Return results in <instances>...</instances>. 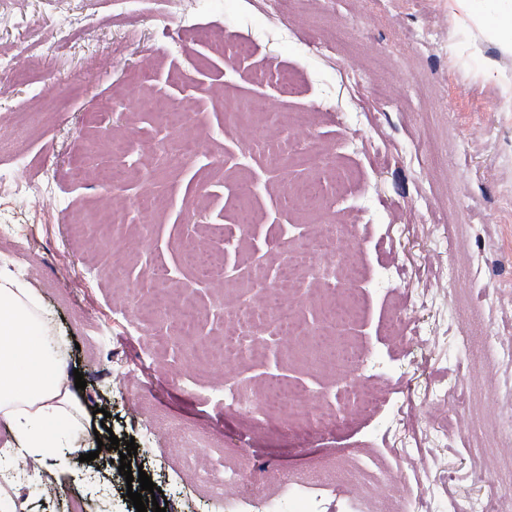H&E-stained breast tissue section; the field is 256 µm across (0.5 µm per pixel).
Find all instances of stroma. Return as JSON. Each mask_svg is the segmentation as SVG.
Returning a JSON list of instances; mask_svg holds the SVG:
<instances>
[{"label":"stroma","mask_w":512,"mask_h":512,"mask_svg":"<svg viewBox=\"0 0 512 512\" xmlns=\"http://www.w3.org/2000/svg\"><path fill=\"white\" fill-rule=\"evenodd\" d=\"M507 0H482V22L453 0H0V271L34 288L60 337L66 370L83 372L78 398L90 428L76 447L93 461L40 464L42 495L0 483L25 512H136L116 465L99 452L109 436L134 439L132 466L158 488V503L185 512H224L203 484L213 459L279 498L281 512H401L426 494L428 512L469 505L493 472L512 469V363L481 345L492 331L512 348V54L491 30ZM196 23L180 32L179 19ZM251 55L225 62L239 43ZM289 72L293 93L278 77ZM178 99L189 122L174 132L135 103L144 94ZM254 107L244 146L219 98ZM281 111L300 128L283 127ZM198 152L154 167L170 140ZM81 161L83 181L69 168ZM122 168L125 184L97 181ZM323 179L314 208L291 186ZM156 207L143 215L141 197ZM264 220L242 233V204ZM111 208L117 221L97 223ZM336 229L355 253L358 279L300 278L284 287L303 328L322 323L318 300L347 286L361 310L337 335L362 348L370 411L348 400L345 376L330 363L292 358L303 337L287 339L271 321L249 338L259 358L225 366L213 351L226 308L260 306L274 282L281 239L301 244ZM223 251L224 270L189 265L188 241ZM122 267L120 279L108 277ZM165 297L171 309L200 313L193 344L169 320L135 318L130 305ZM402 311L406 329L387 323ZM125 361L142 374L119 381ZM260 391L278 380L317 395L339 420L290 427L262 411L225 403L218 378ZM448 438L436 441L434 425ZM189 432L174 447L170 428ZM333 470L331 485L295 500L271 470ZM455 471L447 485L442 476Z\"/></svg>","instance_id":"1"}]
</instances>
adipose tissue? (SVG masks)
Returning a JSON list of instances; mask_svg holds the SVG:
<instances>
[{
    "label": "adipose tissue",
    "mask_w": 512,
    "mask_h": 512,
    "mask_svg": "<svg viewBox=\"0 0 512 512\" xmlns=\"http://www.w3.org/2000/svg\"><path fill=\"white\" fill-rule=\"evenodd\" d=\"M60 348L46 333L37 295L0 273V417L10 422L20 455L36 461L69 447L62 421L82 413L66 385Z\"/></svg>",
    "instance_id": "ef3b65f1"
}]
</instances>
